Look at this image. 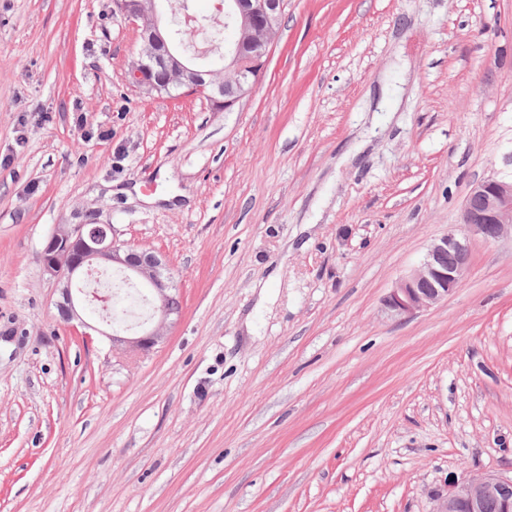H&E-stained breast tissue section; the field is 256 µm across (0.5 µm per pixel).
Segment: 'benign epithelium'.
<instances>
[{"instance_id": "1", "label": "benign epithelium", "mask_w": 512, "mask_h": 512, "mask_svg": "<svg viewBox=\"0 0 512 512\" xmlns=\"http://www.w3.org/2000/svg\"><path fill=\"white\" fill-rule=\"evenodd\" d=\"M288 0H227L225 16L249 38L224 48L229 59L224 70L232 78L215 80L216 72L201 70L181 55L173 37L159 28L158 0H114L117 10L142 21L143 49L130 70L132 83L143 92L182 94L203 98L216 111H227L250 95L264 67V57L275 42ZM463 230L452 228L428 249L423 261L409 275L399 278L384 299L393 315L413 316L447 298L460 288L470 269V237L488 243L512 235V177H491L474 183L461 212ZM43 271L61 285L56 303L60 316L71 322L84 304L77 283L85 272L110 265L129 281L148 289L151 316L132 336L109 335L112 347L127 352L146 351L157 345L176 311L170 307L175 286L169 267L155 254L122 242L110 224H59L39 254ZM500 497L501 512H512V478L474 475L448 485L434 498L432 512H483L485 502Z\"/></svg>"}]
</instances>
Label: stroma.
Instances as JSON below:
<instances>
[{"label": "stroma", "instance_id": "obj_1", "mask_svg": "<svg viewBox=\"0 0 512 512\" xmlns=\"http://www.w3.org/2000/svg\"><path fill=\"white\" fill-rule=\"evenodd\" d=\"M224 0H172L163 27ZM113 0H0V512H431L512 477V238L412 317L394 283L512 174V0H288L230 111L129 79ZM95 217L182 308L126 354L38 256ZM511 492L512 478L491 474L463 477L448 485L445 494L435 496L432 512H459L461 507L466 512H483L486 500L492 496L500 497L501 512H511Z\"/></svg>", "mask_w": 512, "mask_h": 512}]
</instances>
